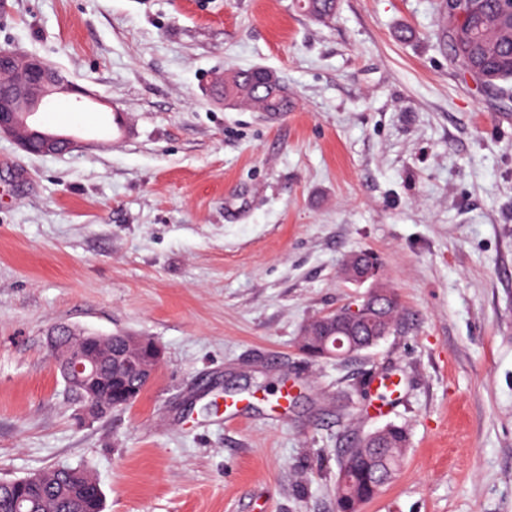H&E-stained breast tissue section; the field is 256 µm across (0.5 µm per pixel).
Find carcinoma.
<instances>
[{"label": "carcinoma", "instance_id": "carcinoma-1", "mask_svg": "<svg viewBox=\"0 0 512 512\" xmlns=\"http://www.w3.org/2000/svg\"><path fill=\"white\" fill-rule=\"evenodd\" d=\"M301 9L316 20H328L336 15L338 0H302ZM443 40L452 58L469 75L485 61L489 69L483 72L485 83L501 95L512 99V13L497 0H455V10L444 11ZM255 76L238 80V73L224 76V99L252 105V90L248 87ZM255 108L268 114L280 115L293 108L288 88L279 82L267 86ZM385 296L374 302L372 326L378 330L395 329L399 321V306L386 288ZM322 329L313 323L303 327L300 346L313 347L321 343ZM409 444L407 428L397 425L383 448H361L353 456L341 450L336 475V512H358L362 505L377 496L397 475ZM86 474L81 467H61L41 473L37 484L17 488L10 483L0 485V512H96L97 503L87 495V487L72 479Z\"/></svg>", "mask_w": 512, "mask_h": 512}]
</instances>
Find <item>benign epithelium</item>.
Returning a JSON list of instances; mask_svg holds the SVG:
<instances>
[{"label":"benign epithelium","mask_w":512,"mask_h":512,"mask_svg":"<svg viewBox=\"0 0 512 512\" xmlns=\"http://www.w3.org/2000/svg\"><path fill=\"white\" fill-rule=\"evenodd\" d=\"M19 71L23 82L0 85V136L6 135L25 151L38 155L61 153V141L54 135L31 125L30 116L50 105L58 94H74L81 100L84 92L75 87L62 73L48 75L47 66L36 56L21 55L8 48L0 49V74ZM349 281H376L380 268L355 256L347 268ZM372 304L368 297L344 305L341 318L351 328L365 325ZM377 337L326 336L320 355L347 359L371 347ZM52 360L60 373L72 404L86 416H101L116 408L134 404L153 381L163 358V348L157 341L132 346L129 337L102 336L95 333L60 327L48 338ZM118 374L132 376L135 383L117 389L112 395V365Z\"/></svg>","instance_id":"7a95c632"}]
</instances>
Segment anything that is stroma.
<instances>
[{
	"label": "stroma",
	"instance_id": "stroma-1",
	"mask_svg": "<svg viewBox=\"0 0 512 512\" xmlns=\"http://www.w3.org/2000/svg\"><path fill=\"white\" fill-rule=\"evenodd\" d=\"M444 3L0 0V47L89 93L52 111L98 118L60 155L0 136L1 480L80 466L104 512H336L341 448L394 423L405 459L362 512H512V99L452 61ZM255 67L290 112L215 90ZM364 251L396 329L308 358L303 324L372 289L342 275ZM61 326L155 339L154 381L81 416ZM299 2H304V5L299 3V7L316 20H328L336 15L337 0H302Z\"/></svg>",
	"mask_w": 512,
	"mask_h": 512
}]
</instances>
